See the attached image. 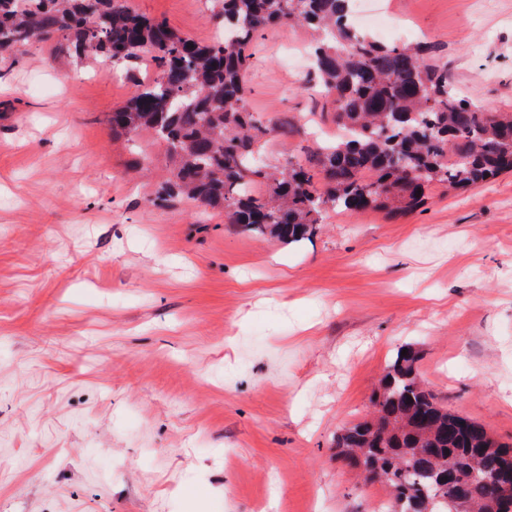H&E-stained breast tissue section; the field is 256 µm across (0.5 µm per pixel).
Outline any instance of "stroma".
Returning <instances> with one entry per match:
<instances>
[{
	"mask_svg": "<svg viewBox=\"0 0 512 512\" xmlns=\"http://www.w3.org/2000/svg\"><path fill=\"white\" fill-rule=\"evenodd\" d=\"M389 46L436 44L466 99L512 112V0H378ZM199 42L208 0H129ZM305 25L255 40L266 160L335 137ZM149 61L35 40L0 67V512H373L331 442L397 350L437 400L512 443V172L421 207L328 212L286 244L223 209L158 207L165 147L109 119Z\"/></svg>",
	"mask_w": 512,
	"mask_h": 512,
	"instance_id": "1",
	"label": "stroma"
}]
</instances>
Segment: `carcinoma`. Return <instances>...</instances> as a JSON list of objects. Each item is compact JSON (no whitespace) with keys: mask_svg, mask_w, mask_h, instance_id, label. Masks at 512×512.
<instances>
[{"mask_svg":"<svg viewBox=\"0 0 512 512\" xmlns=\"http://www.w3.org/2000/svg\"><path fill=\"white\" fill-rule=\"evenodd\" d=\"M224 38L197 42L130 10L127 0H0V60L32 39L62 35L77 56L145 54L155 78L112 112V136L148 131L172 164L152 203L186 198L220 207L228 223L285 243L313 234L330 210L411 211L425 190H469L512 170V112L460 97L435 45L382 46L351 23V0H213ZM306 24L324 115L352 129L306 162H263L280 126L246 105L249 47L262 31ZM418 356L396 354L372 416L336 432V457L393 489L387 512H512V446L441 406L419 379Z\"/></svg>","mask_w":512,"mask_h":512,"instance_id":"obj_1","label":"carcinoma"}]
</instances>
